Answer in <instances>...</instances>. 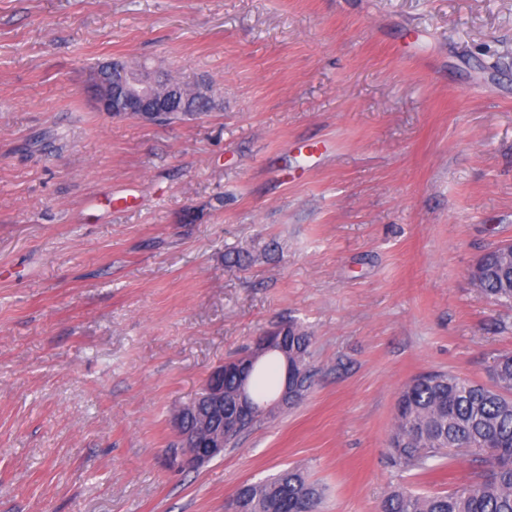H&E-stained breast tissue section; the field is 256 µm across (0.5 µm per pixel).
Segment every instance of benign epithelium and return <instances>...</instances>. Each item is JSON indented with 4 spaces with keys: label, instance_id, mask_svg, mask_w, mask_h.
<instances>
[{
    "label": "benign epithelium",
    "instance_id": "7a95c632",
    "mask_svg": "<svg viewBox=\"0 0 512 512\" xmlns=\"http://www.w3.org/2000/svg\"><path fill=\"white\" fill-rule=\"evenodd\" d=\"M88 93L98 111L114 116H133L147 122H162L176 114L196 111L191 98H210V92L195 86L187 90L176 81L160 80L156 71L142 64L114 60L102 65L90 79ZM287 327L280 326L257 339L250 354L236 364L214 369L202 391L178 410L174 417L180 451L175 456L180 468H198L224 455V440L250 424L256 416L272 419L288 405L299 371L289 363ZM280 353L285 362L282 387L277 397L258 404L241 386L235 395V412H224V376L239 373L269 352Z\"/></svg>",
    "mask_w": 512,
    "mask_h": 512
}]
</instances>
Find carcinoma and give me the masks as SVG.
Here are the masks:
<instances>
[{
	"mask_svg": "<svg viewBox=\"0 0 512 512\" xmlns=\"http://www.w3.org/2000/svg\"><path fill=\"white\" fill-rule=\"evenodd\" d=\"M502 246L480 258L477 287L488 298L512 301V266L499 261ZM289 346L304 371L300 386L311 382L312 336L288 323ZM283 357L269 353L251 373L253 396L274 399L280 387L271 378ZM490 386L448 372L415 377L401 392V405L389 447L397 466L425 473L437 468L445 448H466L477 463L467 486L437 494L396 487L381 500L378 512H512V354L498 358ZM244 512H318L323 489L297 468L246 485Z\"/></svg>",
	"mask_w": 512,
	"mask_h": 512,
	"instance_id": "obj_1",
	"label": "carcinoma"
}]
</instances>
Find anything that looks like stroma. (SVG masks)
Masks as SVG:
<instances>
[{
	"instance_id": "obj_1",
	"label": "stroma",
	"mask_w": 512,
	"mask_h": 512,
	"mask_svg": "<svg viewBox=\"0 0 512 512\" xmlns=\"http://www.w3.org/2000/svg\"><path fill=\"white\" fill-rule=\"evenodd\" d=\"M120 58L212 109L98 111ZM512 0H0V512H227L287 467L320 512L464 486L393 466L401 390L492 382L512 303ZM311 386L196 470L172 418L288 321ZM511 248V243L499 245L480 258V276L477 287L488 298L498 301H512V266L499 261L502 248Z\"/></svg>"
}]
</instances>
